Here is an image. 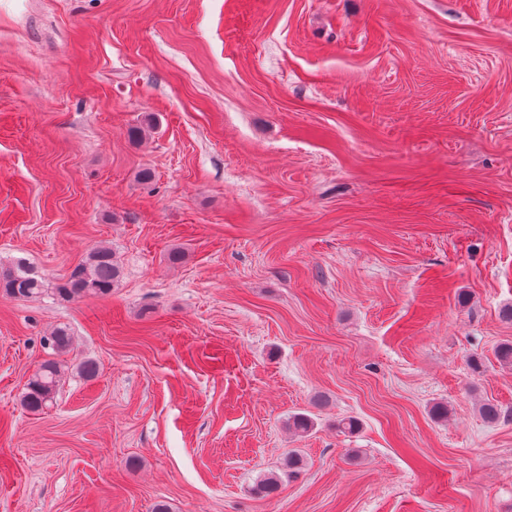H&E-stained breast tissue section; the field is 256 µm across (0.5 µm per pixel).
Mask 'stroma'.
Returning a JSON list of instances; mask_svg holds the SVG:
<instances>
[{
	"label": "stroma",
	"mask_w": 512,
	"mask_h": 512,
	"mask_svg": "<svg viewBox=\"0 0 512 512\" xmlns=\"http://www.w3.org/2000/svg\"><path fill=\"white\" fill-rule=\"evenodd\" d=\"M15 258L0 512H512V0H0ZM119 279L120 267L112 249L100 246L71 270L67 279L55 288V292L64 301L105 297L112 294ZM27 262L16 259L0 264V296L24 301L44 293V281ZM61 374L62 364L57 358L45 360L26 383L23 405L31 412H40L52 403Z\"/></svg>",
	"instance_id": "obj_1"
}]
</instances>
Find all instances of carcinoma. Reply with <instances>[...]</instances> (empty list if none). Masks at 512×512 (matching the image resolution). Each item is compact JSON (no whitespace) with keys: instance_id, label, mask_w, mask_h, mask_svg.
Instances as JSON below:
<instances>
[{"instance_id":"obj_1","label":"carcinoma","mask_w":512,"mask_h":512,"mask_svg":"<svg viewBox=\"0 0 512 512\" xmlns=\"http://www.w3.org/2000/svg\"><path fill=\"white\" fill-rule=\"evenodd\" d=\"M120 279V267L112 249L100 246L77 264L67 279L55 288L64 301L84 297H105L112 294ZM44 281L27 262L16 259L0 264V296L24 301L44 293ZM72 337L68 329L57 328L51 333L49 346L53 357L45 360L26 383L23 405L31 412H40L52 403L61 381L62 364L58 357L69 352ZM482 416L492 422L512 420V411L490 401L480 407Z\"/></svg>"}]
</instances>
